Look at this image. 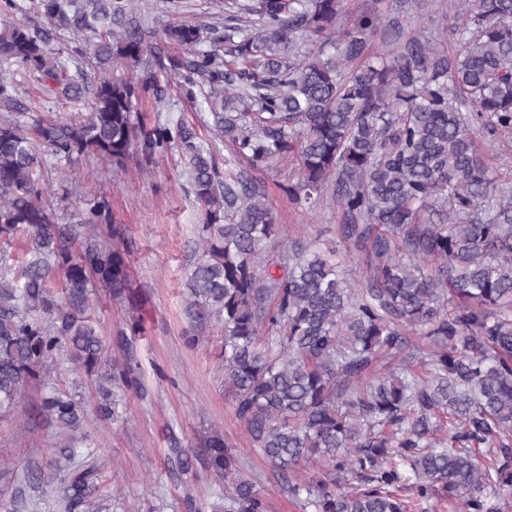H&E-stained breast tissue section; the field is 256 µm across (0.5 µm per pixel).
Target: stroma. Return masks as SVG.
Listing matches in <instances>:
<instances>
[{
	"label": "stroma",
	"instance_id": "35a3bbf8",
	"mask_svg": "<svg viewBox=\"0 0 512 512\" xmlns=\"http://www.w3.org/2000/svg\"><path fill=\"white\" fill-rule=\"evenodd\" d=\"M461 0H380L385 19L400 20L404 28H424L439 43L448 41ZM163 101L142 99L138 117L145 127L158 122L184 121L206 134L209 111L202 101L184 97L178 80L156 72ZM299 174L296 163L282 162L264 172L268 201L288 233L312 249L346 253L340 234L346 218L331 195L314 208L291 204L284 184ZM45 176L53 183L49 204L60 223L75 224L100 198L111 202L114 243L128 253L130 281L121 296L96 291L89 314L102 336L104 356L130 362L132 384L123 400V413L112 423L100 420L89 383L67 368L52 372L50 381L75 394L85 407L87 444L108 460L106 476L115 512H210L220 503L224 484L204 468L206 440L221 433L238 444L244 468L264 490L269 512H301L281 487L271 468L250 449L244 427L237 424L224 396L221 346L218 339L198 344L186 339L184 299L189 271L199 258L198 206L177 150L156 155L149 174L135 167L110 169L99 159L83 161L69 183H61L53 163ZM140 317L143 330L130 335L126 323ZM46 388L32 386L19 410L0 419V491L10 494L23 486L28 468L45 466L54 429L35 408ZM184 449L191 468L177 469L175 449Z\"/></svg>",
	"mask_w": 512,
	"mask_h": 512
}]
</instances>
